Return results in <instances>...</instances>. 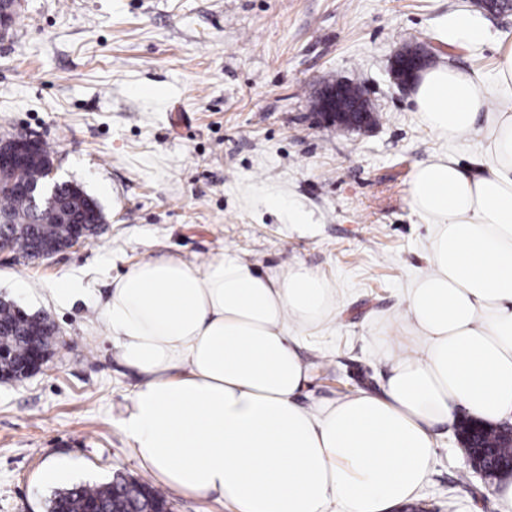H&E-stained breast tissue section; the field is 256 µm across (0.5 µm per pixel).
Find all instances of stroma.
Wrapping results in <instances>:
<instances>
[{
    "instance_id": "1",
    "label": "stroma",
    "mask_w": 512,
    "mask_h": 512,
    "mask_svg": "<svg viewBox=\"0 0 512 512\" xmlns=\"http://www.w3.org/2000/svg\"><path fill=\"white\" fill-rule=\"evenodd\" d=\"M459 14L480 43L443 42ZM506 35L512 11L491 16L472 0H23L0 39V135L38 134L59 180L83 186L106 219L77 250L0 255V298L59 331L39 373L0 382V512H45L55 490L117 473L154 484L122 431L140 376L101 318L113 279L151 257L201 265L228 251L264 270L318 272L338 310L324 328L295 331L309 367L300 403L381 391L432 230L410 204L411 174L435 156L465 164L487 150L479 134L428 129L391 61L416 45L491 79ZM334 78L363 87L369 130L319 123L311 98ZM66 280L83 299H57ZM494 486L454 426L439 427L418 505L499 512Z\"/></svg>"
}]
</instances>
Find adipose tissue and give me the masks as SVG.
Wrapping results in <instances>:
<instances>
[{"label":"adipose tissue","instance_id":"1","mask_svg":"<svg viewBox=\"0 0 512 512\" xmlns=\"http://www.w3.org/2000/svg\"><path fill=\"white\" fill-rule=\"evenodd\" d=\"M497 52L495 81L442 64L415 89L431 131L480 130L490 154L411 174V205L434 228L428 269L405 296L407 340L384 352L382 392L298 403L308 367L292 329L336 318L335 288L303 265L162 256L115 281L108 338L142 377L123 432L162 486L231 512H390L423 487L438 425L462 411L512 421V113L475 126L493 95L512 94V39Z\"/></svg>","mask_w":512,"mask_h":512}]
</instances>
